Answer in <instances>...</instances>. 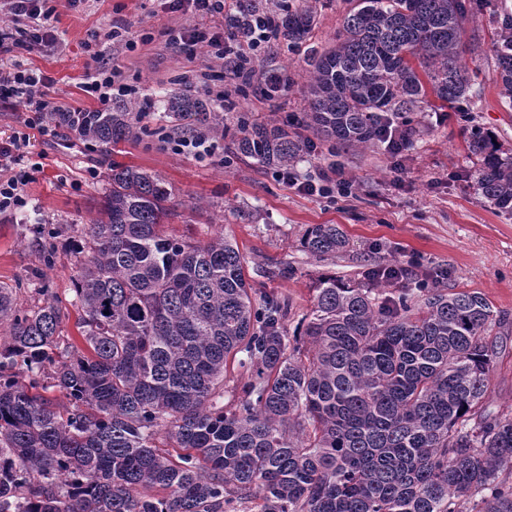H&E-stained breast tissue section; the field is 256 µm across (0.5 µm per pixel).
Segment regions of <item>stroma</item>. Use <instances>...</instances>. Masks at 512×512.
<instances>
[{"mask_svg":"<svg viewBox=\"0 0 512 512\" xmlns=\"http://www.w3.org/2000/svg\"><path fill=\"white\" fill-rule=\"evenodd\" d=\"M304 2L313 15L305 43L293 47L279 37L253 58L257 72H276L284 80L277 92L267 95L257 86L240 93L241 78L210 58L206 46L173 51L165 29L194 24L195 19L170 12L163 0H83L76 9L58 0L51 19L57 47L32 53L14 49L0 56V74L17 65L41 70L54 80L51 97L65 107L99 109V102L82 89L90 63L83 44L96 39L104 60L137 88V105L147 112L146 128L108 154L64 128L54 139H32L25 162L30 173L26 204L0 214V282L17 287V306L23 310L36 304L35 289L42 282L59 295H71L73 237L96 215L113 164L139 167L161 176L172 190L176 214L170 233L200 241L224 233L245 255L251 287L288 296L295 314L309 310L319 276L358 282L372 269L390 265H414L422 276L443 270L447 276L442 285L448 291L481 292L509 320L505 328L491 330L508 340L491 374L490 401L493 409L511 412L512 211L482 199L470 176L466 147V131L476 123L512 150V108L502 102L492 53L500 34L498 18L486 9L470 11L464 42L474 95L460 109H437L432 96L418 104L413 118L419 133L403 154L401 173H394L383 143L334 153L328 142L313 138V150L294 166L298 178L310 179L335 167L353 182L349 196L319 197L282 183L275 169L233 150L241 114L266 122L308 109L304 58L310 50L335 42L352 0ZM116 19L126 20L135 35L150 30L152 40L131 52L112 43L106 34ZM206 66L212 81L205 87L196 76ZM174 89L189 91L222 113L224 130L218 139L223 153L196 159L174 152L173 124L166 112L167 95ZM219 89L229 92L233 107L216 99ZM398 175L403 178L399 188L393 184ZM53 224L67 225L68 230L59 237L56 258L48 265L41 243ZM312 224L342 225L349 248L323 258L308 255L300 239Z\"/></svg>","mask_w":512,"mask_h":512,"instance_id":"35a3bbf8","label":"stroma"}]
</instances>
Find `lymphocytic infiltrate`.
<instances>
[{"label":"lymphocytic infiltrate","mask_w":512,"mask_h":512,"mask_svg":"<svg viewBox=\"0 0 512 512\" xmlns=\"http://www.w3.org/2000/svg\"><path fill=\"white\" fill-rule=\"evenodd\" d=\"M14 18L23 20L24 25L17 31L0 28V52L12 48L29 51L39 50L57 44L58 38L50 19L55 12L51 0H4ZM168 8L173 12L190 14L211 19L208 28L198 26H176L168 28V43L172 48L181 49L186 45L205 44L212 55L223 63L231 65L237 74L249 70V52L261 50L270 43L278 24L271 13H254L250 22L246 41L225 34L224 26L217 18L224 12V0H169ZM92 65L87 74L84 91L98 102L106 104L112 100L131 95L132 89L126 84L120 71L106 66L97 50H90ZM51 77L22 67H15L12 73L0 76V104L17 105L28 111L22 131L16 132L8 142H0V213L21 207L25 201L23 188L29 182L28 171L23 166L25 148L29 143L30 130H38L42 135H51L48 122L50 113L59 111L58 102L48 94ZM277 177L283 183L298 187L299 191L311 195L328 197L332 194L348 195L352 183L339 169L321 173L318 180L298 182L292 169L278 170Z\"/></svg>","instance_id":"obj_1"}]
</instances>
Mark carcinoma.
I'll use <instances>...</instances> for the list:
<instances>
[{"label":"carcinoma","mask_w":512,"mask_h":512,"mask_svg":"<svg viewBox=\"0 0 512 512\" xmlns=\"http://www.w3.org/2000/svg\"><path fill=\"white\" fill-rule=\"evenodd\" d=\"M258 9L229 27L245 36ZM465 23L461 0H354L336 45L307 55L309 111L241 118L235 150L286 168L310 144L299 131L360 147L389 111L412 144L411 107L473 96ZM502 24L493 53L512 107V15ZM311 25L299 7L278 33L301 43ZM168 112L180 133L220 127L188 93ZM50 120L103 150L139 130L132 105ZM466 142L479 194L511 207L512 153L479 125ZM171 196L160 176L112 165L71 299L43 284L21 311L0 284V512H512L499 478L512 416L487 404L490 330L508 319L482 293L321 277L291 336L292 303L250 286L235 242L166 234ZM348 246L338 224L302 236L319 258ZM73 310L80 346L62 335Z\"/></svg>","instance_id":"carcinoma-1"}]
</instances>
